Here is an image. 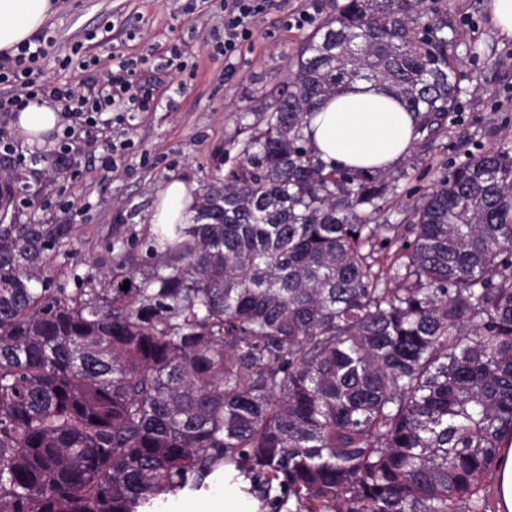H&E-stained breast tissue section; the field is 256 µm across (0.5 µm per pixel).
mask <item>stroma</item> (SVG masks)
Returning a JSON list of instances; mask_svg holds the SVG:
<instances>
[{
  "instance_id": "obj_1",
  "label": "stroma",
  "mask_w": 512,
  "mask_h": 512,
  "mask_svg": "<svg viewBox=\"0 0 512 512\" xmlns=\"http://www.w3.org/2000/svg\"><path fill=\"white\" fill-rule=\"evenodd\" d=\"M344 2L255 0L252 36L227 57L217 49L224 0H60L46 30L61 52L82 43L92 55L131 58L136 80L160 87L173 80L182 90L146 112L112 113L111 126L91 139L79 133V119L65 117L76 135L64 162L58 142L35 155L14 125L0 127V195L9 200L0 224L70 226L43 272L56 288L74 287L79 277L102 287L119 250L145 262L157 189L178 179L198 191L235 170L267 94L295 71L305 39ZM488 3L427 0V8H447L454 23L450 56L461 93L440 131L420 135L401 162L405 175L393 182L381 223L408 227L413 207L454 165L512 149V39L494 26ZM107 26L110 43L89 41ZM227 492L249 512L290 507L280 488L264 498L220 478L194 500L205 504Z\"/></svg>"
}]
</instances>
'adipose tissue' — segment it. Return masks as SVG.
I'll return each mask as SVG.
<instances>
[{"mask_svg":"<svg viewBox=\"0 0 512 512\" xmlns=\"http://www.w3.org/2000/svg\"><path fill=\"white\" fill-rule=\"evenodd\" d=\"M58 9L57 0H0V53L14 52ZM60 110L48 101L20 111L17 128L29 146L45 145L59 126ZM309 146L324 162L358 171H389L410 153L417 137L415 118L388 85L356 81L324 101L309 124ZM195 196L184 182L167 183L156 194L155 224H188Z\"/></svg>","mask_w":512,"mask_h":512,"instance_id":"adipose-tissue-1","label":"adipose tissue"}]
</instances>
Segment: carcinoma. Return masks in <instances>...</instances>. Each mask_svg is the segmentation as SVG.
<instances>
[{
    "mask_svg": "<svg viewBox=\"0 0 512 512\" xmlns=\"http://www.w3.org/2000/svg\"><path fill=\"white\" fill-rule=\"evenodd\" d=\"M448 9L347 0L288 97L148 270L39 278L70 228L0 225V512H142L230 474L295 512H495L512 445V152L377 223L388 174L328 167L310 117L387 84L436 133L460 93ZM129 282L127 290L121 289ZM490 488L492 502L496 510L498 509L497 499L499 496L500 504L498 512H512V446L501 448V459L497 470V489L494 480Z\"/></svg>",
    "mask_w": 512,
    "mask_h": 512,
    "instance_id": "cac0c4a2",
    "label": "carcinoma"
}]
</instances>
